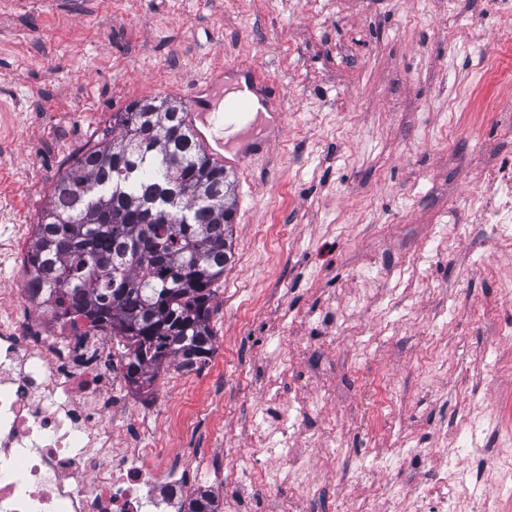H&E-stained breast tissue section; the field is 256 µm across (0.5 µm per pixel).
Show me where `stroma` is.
Segmentation results:
<instances>
[{
	"label": "stroma",
	"instance_id": "stroma-1",
	"mask_svg": "<svg viewBox=\"0 0 512 512\" xmlns=\"http://www.w3.org/2000/svg\"><path fill=\"white\" fill-rule=\"evenodd\" d=\"M492 0H0V288L58 176L133 101L256 64L281 138L235 171L215 351L140 420L263 440L244 512H399L462 408L512 429V48ZM490 68L479 71V63ZM223 406L212 407L213 394ZM223 425V437L213 428Z\"/></svg>",
	"mask_w": 512,
	"mask_h": 512
}]
</instances>
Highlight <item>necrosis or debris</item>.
Masks as SVG:
<instances>
[{"mask_svg": "<svg viewBox=\"0 0 512 512\" xmlns=\"http://www.w3.org/2000/svg\"><path fill=\"white\" fill-rule=\"evenodd\" d=\"M25 258L0 289V512H180L199 458L173 464L165 440L109 424L126 388L108 331L71 317L43 325ZM474 476L451 460L436 480L442 512L473 505Z\"/></svg>", "mask_w": 512, "mask_h": 512, "instance_id": "4bbe7bcc", "label": "necrosis or debris"}]
</instances>
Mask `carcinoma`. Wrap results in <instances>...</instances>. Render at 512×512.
Listing matches in <instances>:
<instances>
[{
  "label": "carcinoma",
  "mask_w": 512,
  "mask_h": 512,
  "mask_svg": "<svg viewBox=\"0 0 512 512\" xmlns=\"http://www.w3.org/2000/svg\"><path fill=\"white\" fill-rule=\"evenodd\" d=\"M182 112L155 96L114 115L57 180L28 253L39 305L110 327L135 382L210 358L213 285L233 257L234 181ZM187 512L216 509L197 493Z\"/></svg>",
  "instance_id": "cac0c4a2"
}]
</instances>
